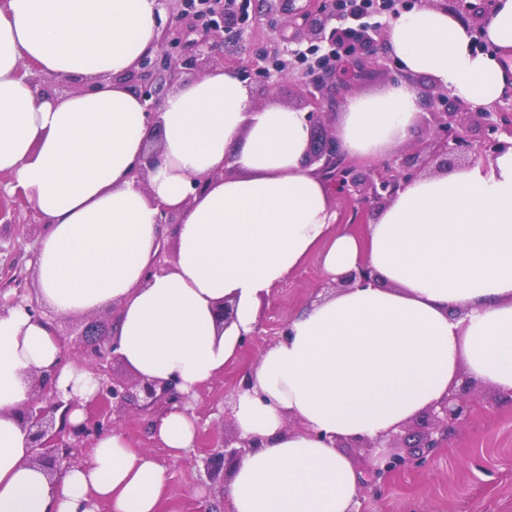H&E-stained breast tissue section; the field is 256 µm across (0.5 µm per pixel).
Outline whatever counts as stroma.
I'll return each mask as SVG.
<instances>
[{
    "mask_svg": "<svg viewBox=\"0 0 512 512\" xmlns=\"http://www.w3.org/2000/svg\"><path fill=\"white\" fill-rule=\"evenodd\" d=\"M43 226L0 223V286L9 274L29 272V256ZM322 253L314 251L268 295L251 343L222 374L203 383L194 396L197 441L176 460L153 433V417L128 409L111 413L112 428L132 449L149 452L167 474L160 512H228L222 479L209 478L205 458L220 453L233 434L232 396L244 373L281 338L283 324L307 310L326 289ZM486 404L468 424L455 428L447 447L425 464L395 473L374 485H360L356 512H512V400L488 386Z\"/></svg>",
    "mask_w": 512,
    "mask_h": 512,
    "instance_id": "1",
    "label": "stroma"
}]
</instances>
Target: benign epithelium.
Segmentation results:
<instances>
[{
  "label": "benign epithelium",
  "mask_w": 512,
  "mask_h": 512,
  "mask_svg": "<svg viewBox=\"0 0 512 512\" xmlns=\"http://www.w3.org/2000/svg\"><path fill=\"white\" fill-rule=\"evenodd\" d=\"M156 2L165 11L157 48L146 51L134 69L113 77L139 97L154 133L161 132L160 107L175 85L213 67L224 66V35L239 40L244 28L265 24L276 34L271 47L256 51L229 70L249 88L265 91L268 99L274 97L279 81L293 76L300 79L301 95L313 106L306 115L310 130H322L318 138L310 139L306 166L313 168V174L337 196L361 209L387 204L398 191L422 175L464 166L475 155L493 158L512 148V117L504 112V107L497 102L490 106L475 105L450 96L447 89L436 85L417 89L425 109L423 125L430 135L424 147L425 159L418 152L413 156L400 152L364 168L344 156L335 131L325 128L328 114L372 70L378 67L391 70L395 82L412 80L387 46L390 22L402 11L418 6L448 13L480 44L493 0H482L480 4L473 0H369L367 5L389 21L360 24L356 28L347 22L360 20V10L338 13L327 7L325 0H258L256 5L252 0H238L229 8L224 6V0ZM28 79L42 84L51 94L61 97L71 94L65 78L32 70ZM161 163V151L151 146L135 166L133 176L143 184L148 172ZM0 222L38 224L40 215L25 202L21 191L9 195L0 188ZM372 281L371 270L361 265L330 287L353 288ZM214 313L218 324L229 327L235 320V302L228 298L222 300ZM110 335L112 323L92 320L76 350V366L91 371L98 382L92 402L110 400L115 409L134 407L144 413H155L174 404L184 408L192 403L191 395L180 393L173 381L138 377L128 383L111 378L106 369L108 360L115 355L108 340ZM32 391V399L22 412V424L32 448L30 462L50 476L58 465L71 464L89 440L111 428L110 420L93 416L72 423L70 415L80 407L79 399L63 400L49 374L32 376ZM479 406L475 381L463 377L440 401L426 409L421 430L402 425L401 436L390 431L375 439L348 441L337 437L336 447L390 448L391 440L399 438L404 453L381 454L376 464L366 470L368 482L373 484L444 447L450 430L467 422ZM256 447L257 442L237 434L224 437V452L219 460H206L207 474L212 476L223 469L235 468Z\"/></svg>",
  "instance_id": "obj_1"
}]
</instances>
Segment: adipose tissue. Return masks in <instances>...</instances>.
<instances>
[{"mask_svg":"<svg viewBox=\"0 0 512 512\" xmlns=\"http://www.w3.org/2000/svg\"><path fill=\"white\" fill-rule=\"evenodd\" d=\"M156 0H0V174L47 226L35 288L0 316V512H160L166 471L123 435L96 437L88 463L53 479L29 462L20 416L31 375L51 373L64 397L90 400L53 315L117 309L115 351L146 379L189 394L224 370L259 322L262 300L316 248L326 280L369 265L373 284L337 291L294 317L288 335L246 374L232 419L258 448L225 489L231 512H352L360 475L335 437L375 438L442 399L460 373L512 392V150L419 178L362 234L333 233L327 185L304 164V113L215 68L162 102V165L146 185L131 170L151 137L136 95L114 84L155 47ZM451 15L419 8L391 23L402 67L475 104L507 92L503 60L481 54ZM92 80L48 95L22 67ZM417 92L398 81L345 100L336 139L358 162L385 159L420 121ZM239 174L222 177L225 165ZM205 182L195 191L194 180ZM179 223H157V203ZM170 268L152 272L162 241ZM236 301L218 327V301ZM197 426L179 407L155 437L173 458Z\"/></svg>","mask_w":512,"mask_h":512,"instance_id":"adipose-tissue-1","label":"adipose tissue"}]
</instances>
